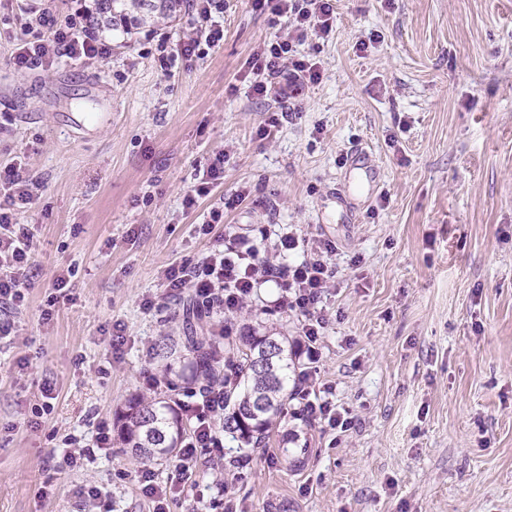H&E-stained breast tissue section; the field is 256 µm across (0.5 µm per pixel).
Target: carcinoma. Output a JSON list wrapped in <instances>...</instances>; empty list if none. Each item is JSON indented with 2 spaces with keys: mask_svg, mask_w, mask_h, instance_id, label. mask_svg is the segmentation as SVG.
I'll list each match as a JSON object with an SVG mask.
<instances>
[{
  "mask_svg": "<svg viewBox=\"0 0 512 512\" xmlns=\"http://www.w3.org/2000/svg\"><path fill=\"white\" fill-rule=\"evenodd\" d=\"M112 5V29L128 35L141 29L134 11L151 14L148 26L168 24L176 19L186 0H105ZM290 341L281 333L243 328L236 357L227 362L238 367L237 384L224 392V432L241 447L261 448L282 417L293 392L288 390L290 373L295 370ZM219 343L204 330L190 329L179 339L170 338L157 345L156 355L163 374H178L187 389L218 384L224 378L222 356L216 355ZM113 442L140 460L172 457L180 452L187 432L178 406L166 400L131 395L115 413Z\"/></svg>",
  "mask_w": 512,
  "mask_h": 512,
  "instance_id": "carcinoma-1",
  "label": "carcinoma"
}]
</instances>
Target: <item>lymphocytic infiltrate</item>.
Segmentation results:
<instances>
[{"label":"lymphocytic infiltrate","instance_id":"lymphocytic-infiltrate-1","mask_svg":"<svg viewBox=\"0 0 512 512\" xmlns=\"http://www.w3.org/2000/svg\"><path fill=\"white\" fill-rule=\"evenodd\" d=\"M253 4L255 9L287 19L290 31L264 43L253 54L251 63L257 79L252 89L262 97H298L305 87L319 81L320 71L316 64L298 56L297 46L309 33L329 35L335 21L332 0H253ZM189 8L196 34L178 45V54L185 58L194 55L200 42L214 44L224 37V29L215 19L222 10V0H189ZM39 24L48 34L21 41L14 58L18 68L64 57L104 58L112 53L110 41L92 34L94 14L88 8H77L63 17L45 11L39 16ZM37 188V181L22 162L0 169V308L4 310L18 306L31 286L29 257L34 235L29 225L19 223L18 214L33 203ZM300 246L306 250L300 263L276 262L262 255L257 237L234 233L223 247L164 267L161 279L167 296L187 289L201 308L227 316L236 314L261 284L275 282L281 290L279 306L298 310L303 317L302 334L309 343L306 355L310 367L303 371L302 378L307 381L313 377L312 366L319 360L316 342L329 320L323 298L335 284L336 269L330 262L335 246L321 239L302 243L288 233L280 237L276 252L282 255ZM236 379V367L226 365L222 384L191 393L187 401L181 402L180 409L190 421L191 431L182 442L175 476L158 482L151 468L142 472L141 491L151 500L153 512H167L169 501L198 467V449L220 447L216 423L224 416V389Z\"/></svg>","mask_w":512,"mask_h":512}]
</instances>
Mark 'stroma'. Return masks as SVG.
<instances>
[{
    "label": "stroma",
    "mask_w": 512,
    "mask_h": 512,
    "mask_svg": "<svg viewBox=\"0 0 512 512\" xmlns=\"http://www.w3.org/2000/svg\"><path fill=\"white\" fill-rule=\"evenodd\" d=\"M45 8L72 2L0 0V167L22 159L40 185L19 214L36 275L0 346V512H82L90 485L93 512H152L146 465L96 448L97 426L160 374L156 344L194 322L190 294L166 299L161 269L261 226L269 256L287 233L336 246L313 388L353 426H318L294 399L280 426L289 456L221 434L169 512L201 497L211 512L229 498L247 512H512V0H335L329 36L297 47L321 79L292 104L250 88L253 53L287 33L252 0H224L223 41L189 59L175 51L192 32L184 13L107 58L18 69L21 26ZM107 96L111 124L79 133L75 105ZM224 149L223 179L184 208ZM357 149L379 172L370 195L351 190ZM147 295L158 310L144 312ZM278 295L262 284L235 329L299 338L303 317ZM69 435L86 453L65 470Z\"/></svg>",
    "instance_id": "stroma-1"
}]
</instances>
